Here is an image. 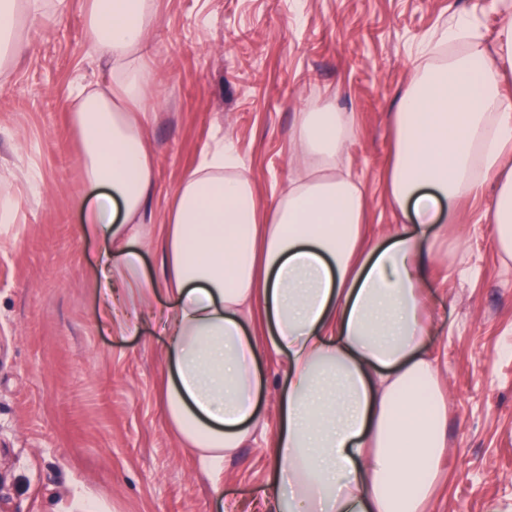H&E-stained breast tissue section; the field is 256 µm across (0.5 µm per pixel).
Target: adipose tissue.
<instances>
[{
  "label": "adipose tissue",
  "mask_w": 512,
  "mask_h": 512,
  "mask_svg": "<svg viewBox=\"0 0 512 512\" xmlns=\"http://www.w3.org/2000/svg\"><path fill=\"white\" fill-rule=\"evenodd\" d=\"M43 3L0 0V57L17 51L21 15L42 14ZM156 20V0H86V43L110 63L111 81L74 90L72 122L82 180L96 192L84 231L112 243L104 286L172 300L162 327L170 425L207 468L243 447L263 424L256 363L272 352L288 386L269 512H426L448 417L422 352L424 259L442 225L460 224L459 201L491 181L484 217L512 256V100L500 91L512 22L492 50L457 17L441 41L463 50L419 70L399 98L386 182L394 232L367 236L365 191L337 168L353 125L323 98L300 114L302 171L272 206L231 152L202 157L164 215L156 281L132 246L156 188L143 111L155 76L142 53Z\"/></svg>",
  "instance_id": "obj_1"
}]
</instances>
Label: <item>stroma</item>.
Instances as JSON below:
<instances>
[{
  "label": "stroma",
  "mask_w": 512,
  "mask_h": 512,
  "mask_svg": "<svg viewBox=\"0 0 512 512\" xmlns=\"http://www.w3.org/2000/svg\"><path fill=\"white\" fill-rule=\"evenodd\" d=\"M86 0L23 18L21 51L0 73V512H267V473L286 374L258 361L264 427L204 471L169 427L161 395L166 294L131 309L113 335L99 274L107 243L85 234L82 148L69 92L109 79L85 48ZM494 42L491 0H158L146 57L161 217L203 152L225 143L255 179L262 205L291 174L306 101L332 97L354 136L343 164L363 184L372 229L385 200L395 105L409 56L458 15ZM44 176L40 198L23 188ZM496 190L464 200L459 244L428 262L423 350L448 399V446L429 512H512V258L480 220Z\"/></svg>",
  "instance_id": "stroma-1"
}]
</instances>
